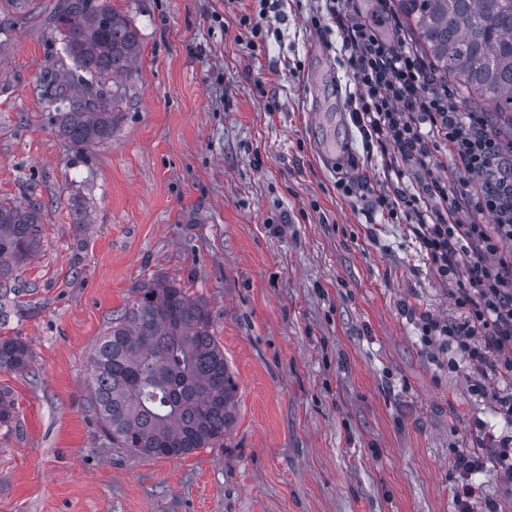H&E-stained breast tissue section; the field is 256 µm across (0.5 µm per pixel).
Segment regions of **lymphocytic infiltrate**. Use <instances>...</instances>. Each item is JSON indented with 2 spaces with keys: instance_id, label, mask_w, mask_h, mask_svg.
<instances>
[{
  "instance_id": "obj_1",
  "label": "lymphocytic infiltrate",
  "mask_w": 512,
  "mask_h": 512,
  "mask_svg": "<svg viewBox=\"0 0 512 512\" xmlns=\"http://www.w3.org/2000/svg\"><path fill=\"white\" fill-rule=\"evenodd\" d=\"M336 27L351 73L349 116L366 148H377L386 171L420 174L416 189L372 188L371 175L342 178L338 193L368 190V209L384 221L413 217L412 231L443 282L457 286L459 319L425 315V343L455 346L469 361L498 360L512 371V137L502 136L485 113L456 106L454 88L410 49L401 21L382 38L361 19L354 0H320L311 25ZM478 184L455 188L447 162ZM492 222H484V214Z\"/></svg>"
}]
</instances>
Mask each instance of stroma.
Masks as SVG:
<instances>
[{"label":"stroma","mask_w":512,"mask_h":512,"mask_svg":"<svg viewBox=\"0 0 512 512\" xmlns=\"http://www.w3.org/2000/svg\"><path fill=\"white\" fill-rule=\"evenodd\" d=\"M57 0H0V200L43 203L35 257L0 299V512H455L459 453L477 512H512L487 434L512 376L425 344L461 317L409 221L367 218L336 32L316 0H110L143 51L111 140L78 149L35 92L62 54ZM260 23L263 40L252 41ZM203 299L237 385L223 440L182 458L114 448L90 357L138 288ZM28 345L18 338L0 339V369L23 371L30 362Z\"/></svg>","instance_id":"stroma-1"}]
</instances>
